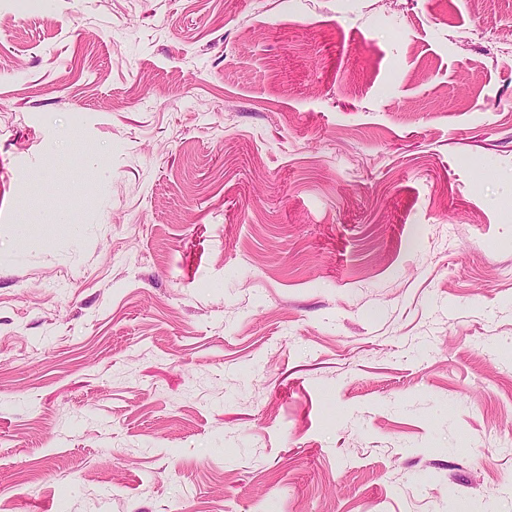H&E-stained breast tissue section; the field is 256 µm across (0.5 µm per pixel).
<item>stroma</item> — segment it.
I'll return each mask as SVG.
<instances>
[{
	"label": "stroma",
	"instance_id": "35a3bbf8",
	"mask_svg": "<svg viewBox=\"0 0 512 512\" xmlns=\"http://www.w3.org/2000/svg\"><path fill=\"white\" fill-rule=\"evenodd\" d=\"M512 0H0V512H512Z\"/></svg>",
	"mask_w": 512,
	"mask_h": 512
}]
</instances>
